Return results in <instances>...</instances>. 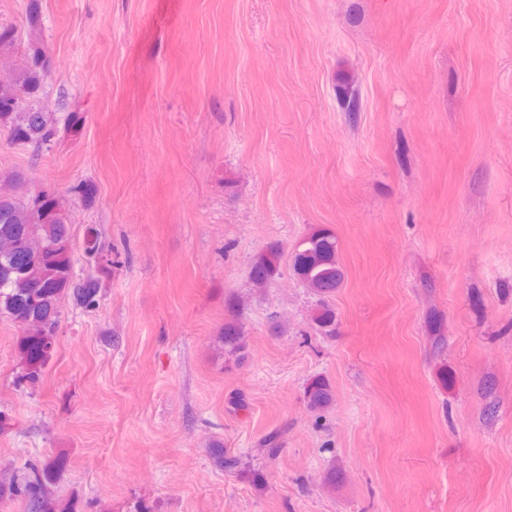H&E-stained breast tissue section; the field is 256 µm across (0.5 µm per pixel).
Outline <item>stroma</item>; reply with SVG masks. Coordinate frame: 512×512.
Listing matches in <instances>:
<instances>
[{
  "label": "stroma",
  "instance_id": "1",
  "mask_svg": "<svg viewBox=\"0 0 512 512\" xmlns=\"http://www.w3.org/2000/svg\"><path fill=\"white\" fill-rule=\"evenodd\" d=\"M0 27L11 63L48 56L41 105L83 117L38 153L0 125V189L52 191L101 277L35 388L0 315V480L65 459L80 512H512V0H0ZM317 229L331 336L291 269ZM338 253L335 234L326 229L312 232L298 241L293 250V272L316 295L330 297L344 281ZM280 253L274 247L261 253L249 268V278L258 287L272 281L279 273ZM222 342L226 355L235 357L238 360L245 357L246 343L241 327L237 323L230 321L224 324ZM333 389L328 380L313 378L306 388L308 407L313 411H323L333 403Z\"/></svg>",
  "mask_w": 512,
  "mask_h": 512
}]
</instances>
